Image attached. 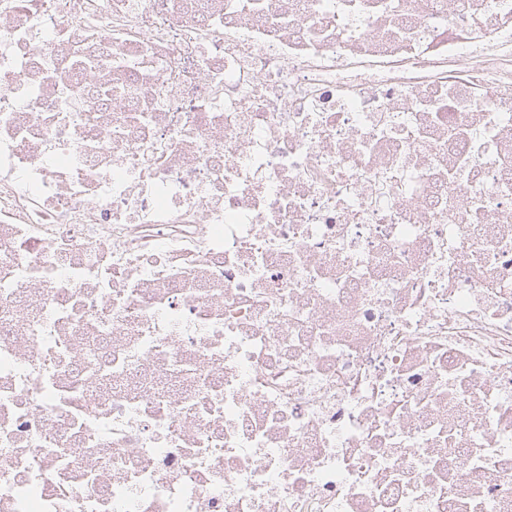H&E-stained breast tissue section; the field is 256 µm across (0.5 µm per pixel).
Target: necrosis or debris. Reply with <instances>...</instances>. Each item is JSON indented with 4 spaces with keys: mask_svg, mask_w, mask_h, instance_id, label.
<instances>
[{
    "mask_svg": "<svg viewBox=\"0 0 512 512\" xmlns=\"http://www.w3.org/2000/svg\"><path fill=\"white\" fill-rule=\"evenodd\" d=\"M0 512H512V0H0Z\"/></svg>",
    "mask_w": 512,
    "mask_h": 512,
    "instance_id": "1",
    "label": "necrosis or debris"
}]
</instances>
